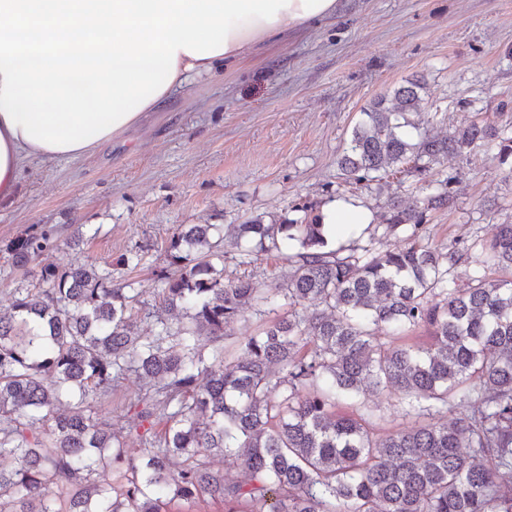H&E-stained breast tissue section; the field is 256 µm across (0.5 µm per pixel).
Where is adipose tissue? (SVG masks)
<instances>
[{"label":"adipose tissue","instance_id":"1","mask_svg":"<svg viewBox=\"0 0 512 512\" xmlns=\"http://www.w3.org/2000/svg\"><path fill=\"white\" fill-rule=\"evenodd\" d=\"M341 0H0V202L31 160L90 155L193 79L249 66Z\"/></svg>","mask_w":512,"mask_h":512}]
</instances>
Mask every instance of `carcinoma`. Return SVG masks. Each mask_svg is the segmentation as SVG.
Listing matches in <instances>:
<instances>
[{
	"mask_svg": "<svg viewBox=\"0 0 512 512\" xmlns=\"http://www.w3.org/2000/svg\"><path fill=\"white\" fill-rule=\"evenodd\" d=\"M424 90L412 80L392 105L363 110L338 160L344 181L424 173L492 140L512 157L509 124L420 131ZM449 184L389 199L382 223L411 234L385 253L330 248L321 212L305 205L268 224H180L172 271L153 289L164 314L148 332L133 314L142 289L92 262L56 266L49 230L12 240L11 266L37 287L15 289L0 312V512H166L168 498L224 512L243 502L246 512H512V279L493 277L512 273V224L492 225L475 256L424 246L419 229L448 207ZM226 236L246 256L294 249L288 271L271 288L224 281ZM464 263L474 267L459 288ZM283 303L286 316L226 358L221 341L245 313ZM420 327L429 346L402 342ZM131 374L142 381L137 448L102 414ZM378 389L426 422L375 434L352 399ZM458 408L466 414L436 420ZM215 456L234 458L235 474Z\"/></svg>",
	"mask_w": 512,
	"mask_h": 512,
	"instance_id": "obj_1",
	"label": "carcinoma"
}]
</instances>
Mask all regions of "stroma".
Returning <instances> with one entry per match:
<instances>
[{
	"label": "stroma",
	"instance_id": "35a3bbf8",
	"mask_svg": "<svg viewBox=\"0 0 512 512\" xmlns=\"http://www.w3.org/2000/svg\"><path fill=\"white\" fill-rule=\"evenodd\" d=\"M412 79L426 84L431 134H454L476 116L512 122V111L500 109L512 104V0H344L335 18L273 46L252 67L197 78L193 96L171 98L92 157L32 163L14 198L0 203V310L24 280L4 247L35 230L64 239L82 229L81 246L60 247L55 263L93 261L111 268L114 282H138L144 294L134 312L147 328L160 306L155 279L180 224L267 223L342 196L375 217L389 196L422 197L446 178L454 200L429 214L422 244L466 246L512 222V170L493 148H463L387 191L339 178L337 161L362 110ZM130 252L141 257L133 270L119 263ZM287 269L285 256L245 264L224 244L225 280L248 275L266 288ZM356 402L373 410L377 434L416 422L396 395L370 391Z\"/></svg>",
	"mask_w": 512,
	"mask_h": 512
}]
</instances>
